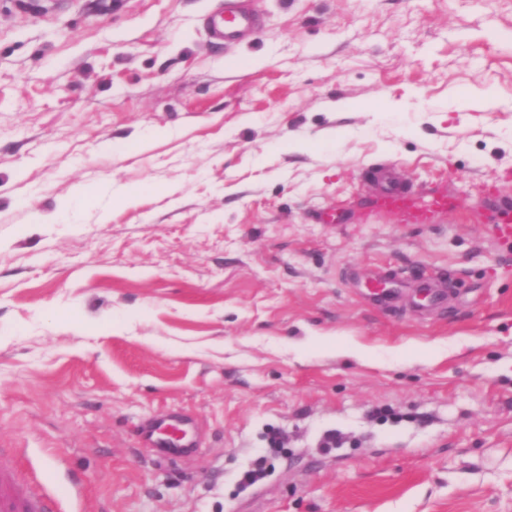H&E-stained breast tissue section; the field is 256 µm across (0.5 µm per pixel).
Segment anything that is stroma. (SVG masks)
<instances>
[{
	"label": "stroma",
	"instance_id": "1",
	"mask_svg": "<svg viewBox=\"0 0 512 512\" xmlns=\"http://www.w3.org/2000/svg\"><path fill=\"white\" fill-rule=\"evenodd\" d=\"M217 5L0 0V465L82 512H512V0H250L233 44ZM386 165L456 209L376 211ZM240 1L224 0V7L209 15L207 29L212 38L234 43L257 30L256 19L240 6ZM165 420L154 422L149 426L151 432L150 438L155 448H161L166 452L178 453L184 451L186 448H195L196 443L192 441L189 434L182 431V435L178 439L170 437L166 433V428H163Z\"/></svg>",
	"mask_w": 512,
	"mask_h": 512
}]
</instances>
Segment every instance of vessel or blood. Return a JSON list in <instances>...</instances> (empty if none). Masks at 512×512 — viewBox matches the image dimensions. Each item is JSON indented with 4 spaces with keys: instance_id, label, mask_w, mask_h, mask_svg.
<instances>
[{
    "instance_id": "obj_1",
    "label": "vessel or blood",
    "mask_w": 512,
    "mask_h": 512,
    "mask_svg": "<svg viewBox=\"0 0 512 512\" xmlns=\"http://www.w3.org/2000/svg\"><path fill=\"white\" fill-rule=\"evenodd\" d=\"M257 28L256 19L241 7L240 0H224L223 7L211 13L207 21L211 37L227 43L237 42ZM377 207L403 223L426 224L434 215L451 210L452 204L446 195L420 193L388 176ZM149 430L154 446L164 451L178 453L193 445L189 434L170 437L162 422L152 423ZM82 495L83 487L76 480L64 487L49 480L28 486L20 484L9 468L0 469V512H67Z\"/></svg>"
}]
</instances>
